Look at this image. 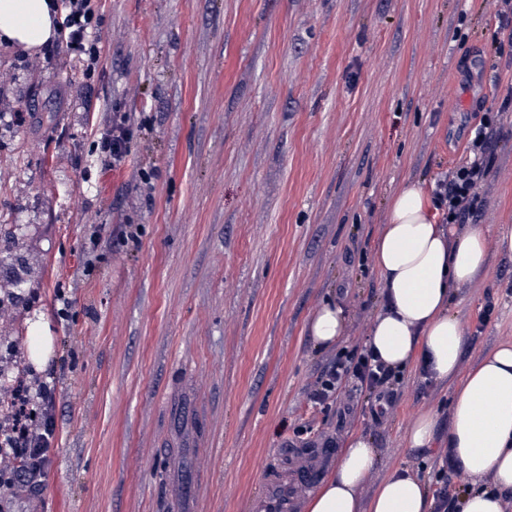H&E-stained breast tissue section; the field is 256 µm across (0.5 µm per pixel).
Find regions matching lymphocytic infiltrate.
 I'll return each instance as SVG.
<instances>
[{
	"label": "lymphocytic infiltrate",
	"mask_w": 512,
	"mask_h": 512,
	"mask_svg": "<svg viewBox=\"0 0 512 512\" xmlns=\"http://www.w3.org/2000/svg\"><path fill=\"white\" fill-rule=\"evenodd\" d=\"M65 16L60 40L67 49H81L84 74L99 66L101 51L93 37L98 26L94 0H63ZM491 116H484L471 141L472 158L457 167L448 178L438 181L436 202L447 224L466 223L481 206L479 189L490 168L486 160L489 148ZM134 128L130 118L113 113L109 124L96 142L101 158L119 166L127 157ZM394 373L370 350L337 356L323 372L310 393L314 403L325 404L352 389L368 390L380 398L394 397ZM12 418L0 430V489H11L17 477L36 481L44 476L51 463L55 424L52 415L55 388L48 383L30 387L17 383L9 393Z\"/></svg>",
	"instance_id": "obj_1"
}]
</instances>
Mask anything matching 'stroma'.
Here are the masks:
<instances>
[{"mask_svg":"<svg viewBox=\"0 0 512 512\" xmlns=\"http://www.w3.org/2000/svg\"><path fill=\"white\" fill-rule=\"evenodd\" d=\"M94 77L52 42L0 46V359L43 324L56 440L43 481L0 512H253L285 446L352 435L428 492L452 384L403 369L393 405L314 403L337 353L363 347L381 288L372 245L391 194L448 176L479 111H497L477 219L512 225V47L495 0H96ZM139 129L117 167L91 150L113 108ZM347 334L315 347L325 302ZM462 370L512 342V254L455 289ZM438 414L435 447L406 437Z\"/></svg>","mask_w":512,"mask_h":512,"instance_id":"1","label":"stroma"}]
</instances>
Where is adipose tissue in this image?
<instances>
[{"label": "adipose tissue", "instance_id": "ef3b65f1", "mask_svg": "<svg viewBox=\"0 0 512 512\" xmlns=\"http://www.w3.org/2000/svg\"><path fill=\"white\" fill-rule=\"evenodd\" d=\"M57 30L55 0H0V44L31 50L53 41ZM439 219L422 183L405 184L392 196L372 247L382 305L367 345L393 369L416 360L435 382L459 379L448 449L478 481L462 497L461 512H503V496L512 492V343L461 373L463 329L449 312L451 294L482 275L488 243L481 228L456 234ZM345 331L342 308L329 304L309 324L313 342L322 347ZM378 459L370 439L351 437L333 475L311 496L308 512H429L421 480L400 470L381 481L369 502L361 501ZM484 477L492 486H480Z\"/></svg>", "mask_w": 512, "mask_h": 512}]
</instances>
